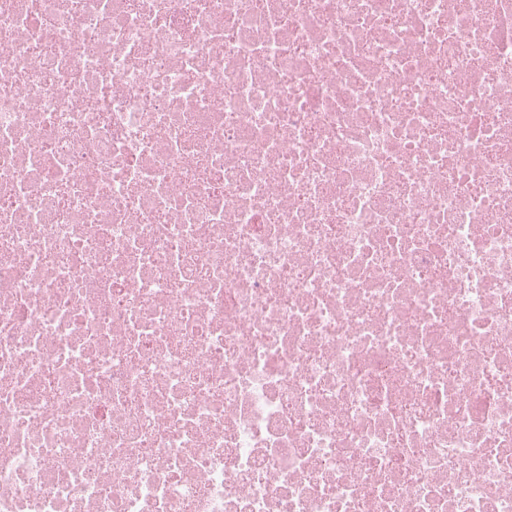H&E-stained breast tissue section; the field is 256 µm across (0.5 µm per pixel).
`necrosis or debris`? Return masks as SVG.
Here are the masks:
<instances>
[{
	"instance_id": "obj_1",
	"label": "necrosis or debris",
	"mask_w": 512,
	"mask_h": 512,
	"mask_svg": "<svg viewBox=\"0 0 512 512\" xmlns=\"http://www.w3.org/2000/svg\"><path fill=\"white\" fill-rule=\"evenodd\" d=\"M0 512H512V0H0Z\"/></svg>"
}]
</instances>
